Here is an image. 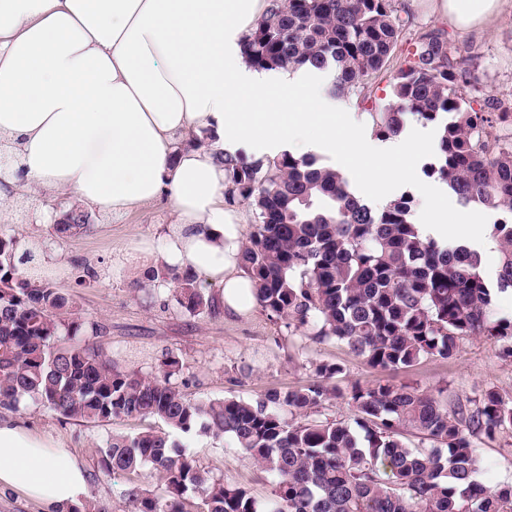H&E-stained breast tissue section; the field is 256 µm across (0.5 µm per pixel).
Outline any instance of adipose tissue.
I'll return each mask as SVG.
<instances>
[{
    "instance_id": "obj_1",
    "label": "adipose tissue",
    "mask_w": 512,
    "mask_h": 512,
    "mask_svg": "<svg viewBox=\"0 0 512 512\" xmlns=\"http://www.w3.org/2000/svg\"><path fill=\"white\" fill-rule=\"evenodd\" d=\"M506 2L429 0V9L466 32L493 25ZM266 9L267 0H0V151L23 170L0 186V204L33 186L115 214L167 198L175 222L158 261L205 275L226 314H248V218L224 203L217 153L299 156L340 139L383 190L404 178L402 158L424 150L400 137L379 146L350 121L323 126L331 105L301 70L251 67L242 42ZM191 134L203 145H186ZM425 208L422 235L471 238L477 213ZM0 489L66 512L87 495L86 470L64 441L0 420Z\"/></svg>"
}]
</instances>
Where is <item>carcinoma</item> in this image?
<instances>
[{"label":"carcinoma","mask_w":512,"mask_h":512,"mask_svg":"<svg viewBox=\"0 0 512 512\" xmlns=\"http://www.w3.org/2000/svg\"><path fill=\"white\" fill-rule=\"evenodd\" d=\"M397 0H269L243 42L262 70L302 67L333 72L330 93L372 99L376 78L390 72L392 103L372 114L379 138L400 134L412 115L440 131L429 174L459 201L509 218L492 225L501 258L495 278L478 251L441 245L409 220L410 197L375 210L346 178L314 156L284 152L247 158L221 152L224 199L243 201L256 224L241 246L257 304L288 333L314 343L336 341L369 365L408 369L423 358L451 359L466 336H487L512 356V318L491 309L493 290L512 288V142L494 133L492 115L474 106L470 59L439 28L406 37L412 22ZM55 225L65 237L91 224L70 207ZM39 252L0 237V407L29 397L61 418L88 423L151 417L170 431L114 434L96 449L104 474L147 468L165 486L128 492L130 512H512V482L487 488L475 479L476 440L512 429V404L487 390L479 405H448L410 384L352 387L354 423L321 408L340 395L324 383L340 372L314 363L322 381L254 399L191 402L175 383L180 360L155 371L127 370L103 355L94 338L104 327L75 317L69 298L39 273ZM31 263L33 273L22 266ZM151 281L175 284L185 312L215 311L190 271L150 269ZM412 432L419 443L405 437ZM226 437L271 479L256 498L217 479L179 449L172 434Z\"/></svg>","instance_id":"1"}]
</instances>
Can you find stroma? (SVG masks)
<instances>
[{
    "label": "stroma",
    "mask_w": 512,
    "mask_h": 512,
    "mask_svg": "<svg viewBox=\"0 0 512 512\" xmlns=\"http://www.w3.org/2000/svg\"><path fill=\"white\" fill-rule=\"evenodd\" d=\"M448 35L461 56L471 57L472 82L478 101L500 102L512 111V7H504L496 24L480 32ZM431 154L413 164L407 178L390 191L397 198L408 194L421 200L432 190L442 207L467 212L446 183L424 172ZM74 201L72 194L35 188L6 206L7 222H0V236L16 240L19 247L38 243L42 268L55 288L73 299L82 320L105 327L97 343L120 366L150 373L165 354L182 363L178 378L183 392L197 401L207 398H253L271 389H287L312 383L313 364L323 361L340 365L341 373L331 383L340 397L326 404L325 414L353 420L348 394L352 386L368 388L380 382L418 384L421 390L439 395L442 401L476 400L487 389L496 390L512 403V358L503 357L499 342L485 336H469L460 343L454 358L426 359L408 370L370 367L346 346L321 344L298 336L269 320L261 308L232 317L216 310L191 316L174 301L172 290L153 288L145 276L153 260L143 253L147 243H159L173 220L168 200L125 214L93 212L89 231L57 236L53 225L35 222L38 211H60ZM61 253L67 265H57L53 254ZM94 281H87V270ZM0 418L26 424L34 431L64 440L84 463L88 494L86 512H128L126 493L133 487L156 488L147 471L106 475L98 471L95 447L105 445L113 434H130L153 427V419H118L103 423L64 420L31 399H22L16 409H0ZM179 441L212 474L248 487L253 495H270L272 485L241 451L224 438L200 433L180 436ZM480 466L476 479L493 487L512 480V429L477 442Z\"/></svg>",
    "instance_id": "stroma-1"
}]
</instances>
